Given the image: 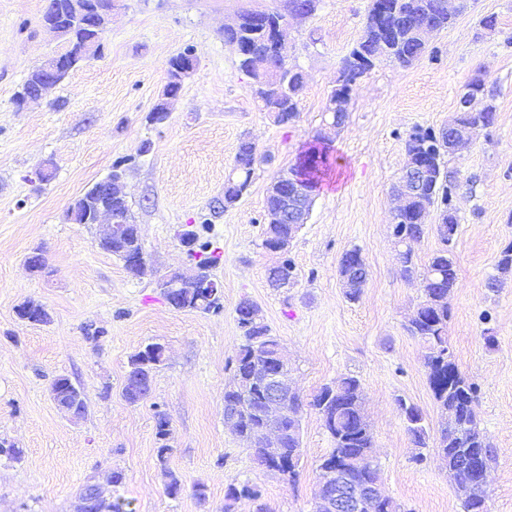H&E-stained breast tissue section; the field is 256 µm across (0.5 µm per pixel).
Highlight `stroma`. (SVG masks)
Listing matches in <instances>:
<instances>
[{
  "label": "stroma",
  "instance_id": "1",
  "mask_svg": "<svg viewBox=\"0 0 512 512\" xmlns=\"http://www.w3.org/2000/svg\"><path fill=\"white\" fill-rule=\"evenodd\" d=\"M47 4L0 0V440L23 450L21 461L0 458V512H74L80 487L116 469L136 512H224L232 484L256 486L271 512H314L319 464L331 447L314 410L303 411L302 463L290 485L259 467L224 425L244 298L279 338L303 400L341 376L360 380L386 495L404 512H463L446 462L433 449L416 450L396 405L415 404L437 427L425 348L404 328L423 293L400 272L392 186L406 136L446 126L477 74L494 96L496 121L448 161L459 218L448 343L478 387L477 419L494 450L489 512H512V276L497 290L486 286L512 243V0H470L452 27L430 37L432 53L408 67L378 64L354 86L338 128L326 105L342 59L363 34L369 0H317L309 17L290 21L288 64L306 86L288 125L262 110L224 40L240 11H279L283 0H112L101 56L20 109L15 96L28 74L62 47L40 23ZM487 16L496 18L495 31L481 27ZM189 46L197 67L179 96L164 100L169 62ZM163 100L167 119L149 121ZM320 134L335 164L291 244L296 278L275 289L267 281L273 257L262 245L267 188ZM244 139L256 144L258 161L246 193L225 210L224 183ZM122 160L151 270L140 279L99 248L104 225L66 217ZM42 169L52 171L50 181L38 180ZM204 219L221 251L213 274L224 297L223 310L209 314L173 308L157 286L158 277L189 266L177 229ZM354 247L368 267L356 302L338 276L342 253ZM36 248L46 257L39 272L26 264ZM29 299L47 307L48 324L17 317ZM88 324L103 330L98 342L86 339ZM488 334L494 347L484 343ZM155 341L167 347L166 364L150 398L128 404V359ZM60 375L84 390L80 419L51 398ZM159 412L172 430L168 466L185 484L174 498L156 461ZM197 483L207 488L206 504L192 494Z\"/></svg>",
  "mask_w": 512,
  "mask_h": 512
}]
</instances>
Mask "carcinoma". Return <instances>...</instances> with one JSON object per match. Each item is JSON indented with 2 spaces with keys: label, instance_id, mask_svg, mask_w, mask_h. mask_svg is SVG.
<instances>
[{
  "label": "carcinoma",
  "instance_id": "cac0c4a2",
  "mask_svg": "<svg viewBox=\"0 0 512 512\" xmlns=\"http://www.w3.org/2000/svg\"><path fill=\"white\" fill-rule=\"evenodd\" d=\"M380 3L385 5L386 25H402L399 29L400 39L394 43V51L390 58V62L402 67L412 65L428 51V45L406 36L408 28L415 24L427 23L446 29L454 22V19L448 17L447 0H380ZM61 35L65 37L68 49L73 55L72 64L78 65L85 59L80 49L85 40L93 37L92 31L66 26ZM240 40L248 53L269 52L263 36L255 32L250 22L244 27ZM377 52H379V46L370 36V27L367 26L360 41L343 58L339 72L363 76V72L359 70L357 56ZM274 57L277 63L283 65V82L279 89L264 93L262 108L266 112H274L285 106L290 94L296 98L301 97L305 88L302 75L284 65L286 58L278 53L274 54ZM421 132L423 135L418 140L411 134L407 135L404 142L405 156L412 157L420 154L425 141L436 139L439 140L441 153L437 166L432 168V177L424 185L423 194L410 202L408 210L402 216L403 223L397 225V229L399 233L417 241L433 231L441 243V248L431 257L424 273L423 288L426 299L419 304L406 324L407 333L428 346L425 368L429 388L441 412L439 436L433 440L430 439L419 407L401 398L396 399V403L413 445L417 448L433 447L446 460L448 470L453 476L465 483L469 481V475L464 465L474 450L484 449L483 458L486 460L491 459L492 451L476 420L477 387L458 370L448 346L449 299L458 285L453 254L458 231V216L452 206V197L457 184L451 178L445 161L452 152L448 149V135L440 136L432 128H423ZM313 148L317 150L313 164L309 167L305 166V156L302 155L289 168V172L311 182L312 188L315 189L318 186L320 174L329 166V155L326 147L320 143L314 144ZM255 163L252 146L247 141L240 142L235 156L236 181L225 186V200L231 201L246 192L251 183ZM98 197L97 187H91L67 208V217L78 224L82 223L85 205ZM426 204L441 205L439 223L419 222V215ZM188 234L192 236L189 256L195 260V264L202 267L205 274H211V269L220 261V251L209 236L207 223L204 222L198 228L189 229ZM294 278L293 261L286 255L276 257L268 268L267 279L271 282L290 281ZM174 303L179 309L200 313H217L224 308L223 298H213L204 293L186 294L180 300L174 299ZM259 311V306L251 300H244L237 305V323L242 333V343L238 347L232 368L239 375L240 383L236 388L224 391V406L232 405L238 408L242 419V430L248 433L262 426L260 408L263 400V391L257 386H248V377L257 367L271 360L274 347L280 345L279 340L271 335L269 326L263 318L259 317ZM165 360V350L161 345L148 344L130 356L127 373H147L153 376ZM50 392L53 393L54 401L74 409L76 413L81 414L86 411L84 392L77 385L69 383L68 377L63 375L56 377L51 383ZM360 398V382L350 375L340 377L321 387L306 405L298 395L294 394L288 397V409L292 412V417L286 418L283 423L286 436L279 452L276 454L270 452L258 441L246 440L244 444L259 467L265 469L275 464L284 474V481L295 482L303 455L301 418L304 407L308 406L319 414L333 443V448L323 457L319 468L325 469L337 461L342 463L364 457L372 453L374 437L365 416L357 414L356 406ZM169 425L170 421L165 414L161 412L156 414L157 461L166 478L167 495L177 497L184 490V482L167 466L170 448L165 442V436ZM242 498L253 503L252 512H271L268 505L261 501L259 492L248 486L240 489L228 488L224 512H233L235 504ZM486 499L487 485L478 481L471 482L468 491L461 496L464 512H480Z\"/></svg>",
  "mask_w": 512,
  "mask_h": 512
}]
</instances>
